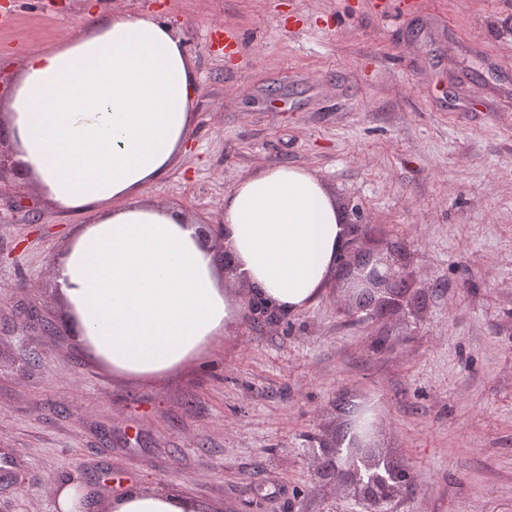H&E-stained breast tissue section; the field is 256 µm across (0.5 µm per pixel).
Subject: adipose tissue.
Returning a JSON list of instances; mask_svg holds the SVG:
<instances>
[{"instance_id": "obj_1", "label": "adipose tissue", "mask_w": 512, "mask_h": 512, "mask_svg": "<svg viewBox=\"0 0 512 512\" xmlns=\"http://www.w3.org/2000/svg\"><path fill=\"white\" fill-rule=\"evenodd\" d=\"M196 94L183 39L153 15L117 14L32 53L0 103L17 167L57 209L91 216L53 278L77 342L117 375L157 379L197 359L236 323V283L282 312L316 305L349 237L333 193L300 166L265 165L225 194L219 248L182 211L142 201L182 153ZM105 512L204 510L134 485Z\"/></svg>"}]
</instances>
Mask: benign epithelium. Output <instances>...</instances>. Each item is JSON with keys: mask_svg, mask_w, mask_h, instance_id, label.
<instances>
[{"mask_svg": "<svg viewBox=\"0 0 512 512\" xmlns=\"http://www.w3.org/2000/svg\"><path fill=\"white\" fill-rule=\"evenodd\" d=\"M348 278L356 293V310L370 319L382 318L401 308L409 291L406 281L393 271L390 260L370 252L359 256L349 269ZM246 309L253 321L262 319L274 324L282 317L280 311L257 295L249 296ZM327 466L350 480L358 496L374 506L371 512H386L383 505L412 482L408 471L376 453L373 429L368 425L363 426L360 434L348 428L333 446Z\"/></svg>", "mask_w": 512, "mask_h": 512, "instance_id": "obj_1", "label": "benign epithelium"}]
</instances>
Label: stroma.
Returning <instances> with one entry per match:
<instances>
[{"label":"stroma","instance_id":"1","mask_svg":"<svg viewBox=\"0 0 512 512\" xmlns=\"http://www.w3.org/2000/svg\"><path fill=\"white\" fill-rule=\"evenodd\" d=\"M94 11L155 14L197 75L188 151L144 201L215 223L241 177L301 166L357 244L317 305L239 318L142 382L94 363L56 299L51 267L87 216L1 169L0 452L19 465L0 512H54L62 480L82 512L132 485L206 512H359L344 476L313 471L343 399L372 407L414 480L391 512H512V0H0V93ZM363 251L391 258L415 313L350 311Z\"/></svg>","mask_w":512,"mask_h":512}]
</instances>
